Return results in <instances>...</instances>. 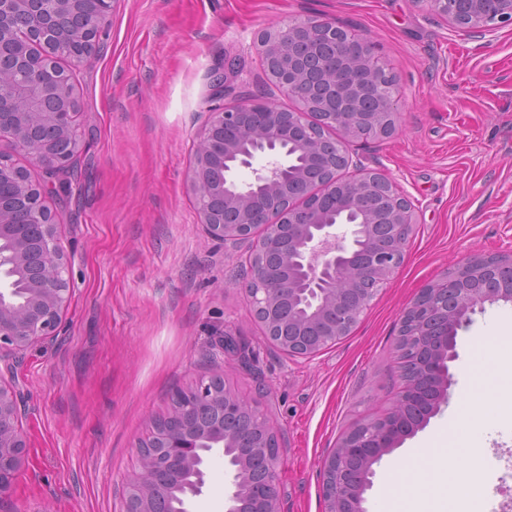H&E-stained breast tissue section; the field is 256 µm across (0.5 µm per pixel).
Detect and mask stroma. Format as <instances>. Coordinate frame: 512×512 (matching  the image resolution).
<instances>
[{"label": "stroma", "instance_id": "obj_1", "mask_svg": "<svg viewBox=\"0 0 512 512\" xmlns=\"http://www.w3.org/2000/svg\"><path fill=\"white\" fill-rule=\"evenodd\" d=\"M319 16L367 34L398 82L400 126L357 143L415 208L405 260L355 330L312 356L272 344L250 312L244 244L217 245L197 219L186 177L210 110L269 90L259 34ZM235 63L223 93L212 72ZM87 150L70 191L46 197L72 263L62 338L28 349L13 381L26 396L30 457L0 512H123L135 446L172 394L213 371L279 429L281 512H323L318 462L399 387V320L427 284L470 255L512 256V26L472 38L421 0H115L97 57L76 72ZM512 323V303L473 314L457 335L452 394L469 341ZM232 334L237 347L222 345ZM499 406L466 424L481 438L483 505L512 504V366L495 355ZM439 412L375 465L367 512H407L405 484L428 483L421 444L441 449ZM224 455L207 463L190 512H224Z\"/></svg>", "mask_w": 512, "mask_h": 512}]
</instances>
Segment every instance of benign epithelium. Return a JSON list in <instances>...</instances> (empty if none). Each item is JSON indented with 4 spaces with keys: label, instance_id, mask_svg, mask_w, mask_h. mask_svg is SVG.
<instances>
[{
    "label": "benign epithelium",
    "instance_id": "benign-epithelium-1",
    "mask_svg": "<svg viewBox=\"0 0 512 512\" xmlns=\"http://www.w3.org/2000/svg\"><path fill=\"white\" fill-rule=\"evenodd\" d=\"M431 11L468 35L512 25V0H423ZM111 0H0V135L7 134L30 162L51 176L71 172L85 144L75 118L81 110L72 71L56 64L68 54L88 63L110 24ZM41 42V56L16 38L17 18ZM260 55L272 84L298 106L286 110L255 98L209 113L187 186L199 223L224 244L249 248L246 292L253 317L277 345L313 355L349 335L381 288L404 261L413 224L412 203L384 175L366 170L351 146L387 137L397 128L396 79L379 64L367 36L310 16L259 35ZM267 158L243 185L236 172ZM45 189L0 155V360L18 362L37 341L61 332V314L73 296L71 262L61 246L57 216L43 202ZM275 251L288 278H274L265 255ZM511 259L474 255L422 290L400 320L399 335L412 351V372H399L395 406L347 434L320 465L325 512H365L373 465L423 428L449 398L450 363L458 330L485 304L512 303ZM174 416L191 419L201 408L213 424L204 431L153 423L137 445L139 467L124 483V512H160L157 500L174 497V512H189L206 483L204 453L231 448L224 417L254 415L253 429L279 447V433L254 401L224 387L211 373L190 390L173 393ZM423 403L412 422L406 405ZM24 400L0 381V501L10 496L28 463L20 429ZM260 462L266 481L247 472ZM226 512H280L281 456L237 448Z\"/></svg>",
    "mask_w": 512,
    "mask_h": 512
}]
</instances>
